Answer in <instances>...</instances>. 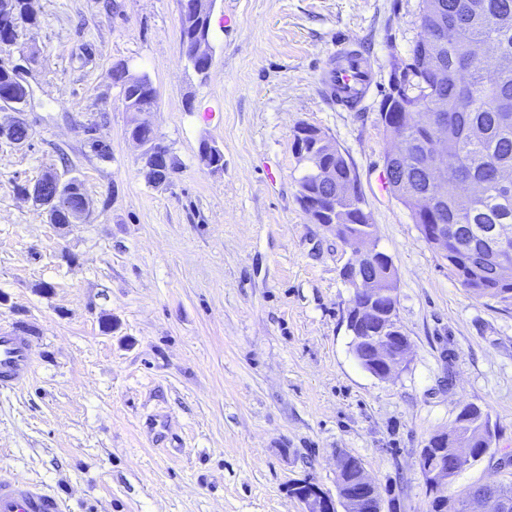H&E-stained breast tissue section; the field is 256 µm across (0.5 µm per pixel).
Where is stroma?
<instances>
[{
	"mask_svg": "<svg viewBox=\"0 0 512 512\" xmlns=\"http://www.w3.org/2000/svg\"><path fill=\"white\" fill-rule=\"evenodd\" d=\"M32 5L36 25L0 56L23 72L32 132L0 138V325H30L34 353L26 384L0 390V468L66 512H302L294 485L335 493L348 454L383 512H428L419 453L472 404L493 454L454 488L512 482V308L452 277L379 182V105L421 0H216L203 79L179 0ZM349 40L374 71L352 111L321 83ZM119 63L157 90L147 119L175 163L166 184L147 181L127 135ZM300 123L335 141L396 269L410 354L392 379L352 351L351 249L297 199ZM204 139L222 170L200 163ZM51 169L79 182L83 223H51L21 194Z\"/></svg>",
	"mask_w": 512,
	"mask_h": 512,
	"instance_id": "1",
	"label": "stroma"
}]
</instances>
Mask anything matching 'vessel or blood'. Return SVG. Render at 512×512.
I'll use <instances>...</instances> for the list:
<instances>
[{
	"label": "vessel or blood",
	"mask_w": 512,
	"mask_h": 512,
	"mask_svg": "<svg viewBox=\"0 0 512 512\" xmlns=\"http://www.w3.org/2000/svg\"><path fill=\"white\" fill-rule=\"evenodd\" d=\"M323 84L337 106L353 108L373 86L370 61L350 44L334 51ZM34 368L32 342L15 325L0 327V388H20ZM0 512H64L62 500L49 488L0 470Z\"/></svg>",
	"instance_id": "1"
}]
</instances>
